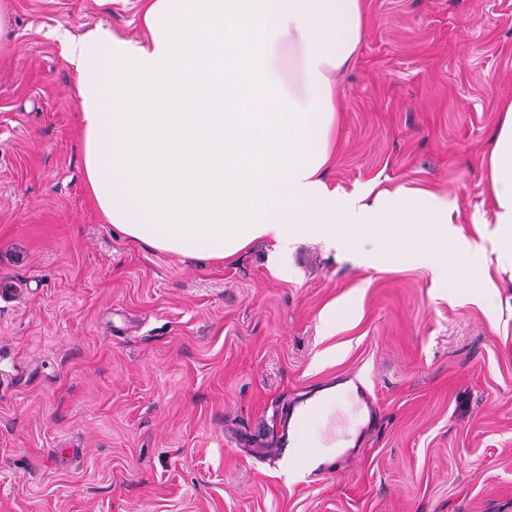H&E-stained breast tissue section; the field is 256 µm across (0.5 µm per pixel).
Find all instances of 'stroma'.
I'll return each mask as SVG.
<instances>
[{
    "label": "stroma",
    "instance_id": "obj_1",
    "mask_svg": "<svg viewBox=\"0 0 512 512\" xmlns=\"http://www.w3.org/2000/svg\"><path fill=\"white\" fill-rule=\"evenodd\" d=\"M0 47V512H512V279L474 222L512 101V0H365L328 174L447 196L490 282L308 237L230 260L153 250L86 185L67 42L144 35L135 0H11ZM335 311L334 335L322 320ZM358 384L319 480L273 454L295 403Z\"/></svg>",
    "mask_w": 512,
    "mask_h": 512
}]
</instances>
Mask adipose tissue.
Instances as JSON below:
<instances>
[{
	"instance_id": "1",
	"label": "adipose tissue",
	"mask_w": 512,
	"mask_h": 512,
	"mask_svg": "<svg viewBox=\"0 0 512 512\" xmlns=\"http://www.w3.org/2000/svg\"><path fill=\"white\" fill-rule=\"evenodd\" d=\"M145 42L74 40L82 154L93 201L130 239L196 260L270 241L280 271L319 236L431 270L450 291L484 285L479 244H458L448 197L403 187L344 195L336 76L359 46L363 0H137ZM489 223L512 268V103L489 157Z\"/></svg>"
}]
</instances>
